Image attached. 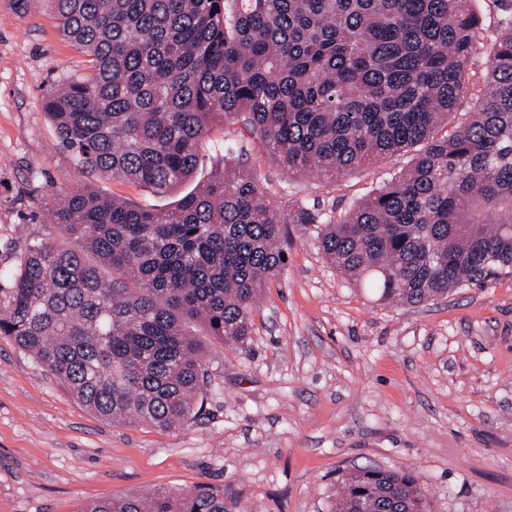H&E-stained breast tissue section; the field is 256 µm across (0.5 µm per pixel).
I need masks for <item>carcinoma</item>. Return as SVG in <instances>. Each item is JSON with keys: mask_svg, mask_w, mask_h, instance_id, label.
Segmentation results:
<instances>
[{"mask_svg": "<svg viewBox=\"0 0 512 512\" xmlns=\"http://www.w3.org/2000/svg\"><path fill=\"white\" fill-rule=\"evenodd\" d=\"M91 72L49 89L62 148L93 178L164 194L236 117L290 172L334 179L383 155L410 166L347 213L279 214L226 149L167 210L71 191L0 299V335L84 407L160 429L202 407L208 336L244 343L284 261L289 224L378 300L419 306L512 273V7L496 30L471 0H52ZM484 42L486 66L473 68ZM468 103L465 120L455 115ZM427 512L409 473H344L336 512ZM81 512H232L224 489L128 493Z\"/></svg>", "mask_w": 512, "mask_h": 512, "instance_id": "carcinoma-1", "label": "carcinoma"}]
</instances>
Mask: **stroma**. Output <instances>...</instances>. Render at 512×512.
Wrapping results in <instances>:
<instances>
[{"instance_id":"35a3bbf8","label":"stroma","mask_w":512,"mask_h":512,"mask_svg":"<svg viewBox=\"0 0 512 512\" xmlns=\"http://www.w3.org/2000/svg\"><path fill=\"white\" fill-rule=\"evenodd\" d=\"M50 0H0V288L34 241L67 238L59 191L84 187L163 209L205 183L224 141L266 203L344 214L398 176V153L333 181L281 167L240 122L211 125L193 177L157 195L89 178L45 113L50 86L87 73ZM197 416L161 430L83 407L0 335V512H80L118 493L223 488L236 512H333L349 470L414 475L428 512H512V274L402 306L341 275L315 225L288 227L286 261L244 343L205 341Z\"/></svg>"}]
</instances>
